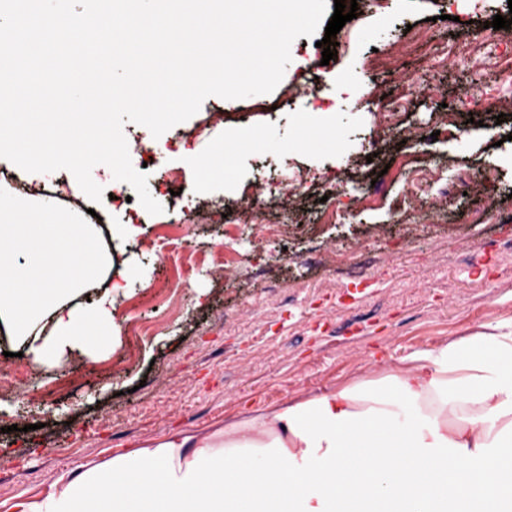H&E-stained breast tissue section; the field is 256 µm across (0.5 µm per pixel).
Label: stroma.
Masks as SVG:
<instances>
[{
    "mask_svg": "<svg viewBox=\"0 0 512 512\" xmlns=\"http://www.w3.org/2000/svg\"><path fill=\"white\" fill-rule=\"evenodd\" d=\"M357 17L337 33L323 62L316 37L291 46L274 92L240 100L207 98L161 137L128 123L156 157L148 189L158 215L139 210L133 241L110 240L127 206L92 204L70 190L66 171L33 179L20 172L13 197L58 198L85 217L97 209L101 251L127 287L112 306L107 343L34 366L23 356L21 393H0V512L45 501L58 478L160 440L172 431L207 434L279 404L380 378L416 351L512 320V29L484 34L512 0H357ZM319 98L296 95L312 74ZM421 86L404 105L407 126L429 129L454 112L463 135L419 146L385 127L397 79ZM223 122H215V113ZM504 123H497L498 115ZM256 143L238 147L237 131ZM413 154L449 187L409 194L400 165ZM488 179L476 178V171ZM180 176L169 195L164 174ZM306 177L304 195L266 201L268 216L289 210L275 246L239 224L210 223L216 206L235 208L255 183ZM336 201H323L322 181ZM377 184V202L357 200ZM481 251H472V244ZM285 254H278V247ZM377 268L336 283L318 266L328 251ZM231 269L218 277L220 265Z\"/></svg>",
    "mask_w": 512,
    "mask_h": 512,
    "instance_id": "obj_1",
    "label": "stroma"
}]
</instances>
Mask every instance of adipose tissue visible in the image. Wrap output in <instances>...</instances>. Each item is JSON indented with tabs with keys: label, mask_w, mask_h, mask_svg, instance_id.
Returning a JSON list of instances; mask_svg holds the SVG:
<instances>
[{
	"label": "adipose tissue",
	"mask_w": 512,
	"mask_h": 512,
	"mask_svg": "<svg viewBox=\"0 0 512 512\" xmlns=\"http://www.w3.org/2000/svg\"><path fill=\"white\" fill-rule=\"evenodd\" d=\"M111 264L91 225L51 199L19 206L0 191V323L35 364L111 330V291L63 302ZM407 362L210 435L170 432L19 512H512V322ZM249 451L264 470L246 465Z\"/></svg>",
	"instance_id": "ef3b65f1"
}]
</instances>
